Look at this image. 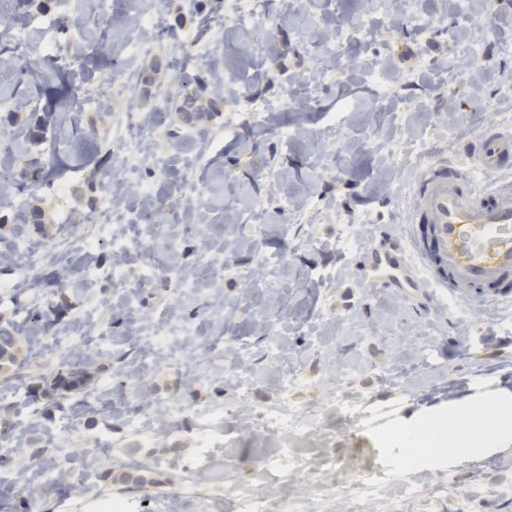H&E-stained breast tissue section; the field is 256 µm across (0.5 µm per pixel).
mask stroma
<instances>
[{"label":"stroma","mask_w":512,"mask_h":512,"mask_svg":"<svg viewBox=\"0 0 512 512\" xmlns=\"http://www.w3.org/2000/svg\"><path fill=\"white\" fill-rule=\"evenodd\" d=\"M467 5L464 26L455 0H162L154 28L139 24L141 0H0V27L27 43L23 58L16 44L0 50V132L19 145L0 182V254L8 257L0 283L17 281L16 240L38 250L33 279L0 297V328L18 330L0 388L19 393L0 399V431L15 441L0 451V512H94L87 486L128 500L132 512H221L182 488L220 484L230 497L255 476L280 437L243 430L233 405L275 407L288 372L303 379L299 412L319 406L345 373L371 417L352 424L327 413L320 434L298 444L306 458H341L342 477L311 473L303 484L265 482L263 491L318 487L339 503L346 486L382 470L437 497V512H512V435L490 453L424 454L410 469L402 450L384 443L466 406L512 407V304L472 302L456 314L430 292L363 285L358 270L384 239L411 260L412 239L424 235L411 221L424 171L459 168L481 132L512 128V0ZM133 38L145 50L127 58L133 91L117 100L112 61ZM189 39L207 58L182 83L177 57ZM55 70L66 92L48 120L36 75ZM130 112L143 113L145 125L128 152L113 132ZM117 172L154 186L152 207L122 195L119 211L143 224L173 217L142 241L126 231L129 269L144 251L180 270L211 252L224 257L222 279L192 294L149 280L133 310L105 276L85 283L86 261L112 267L111 245L89 258L82 246ZM196 223L201 233L185 234ZM345 224L359 236L351 249L339 243ZM91 307L109 341L84 350L85 383L71 390L61 381L77 369L55 340L93 335L77 320ZM267 315L283 323L275 350ZM170 322L194 324L203 343L223 339L225 359L251 382L249 397H240L237 375L217 370L194 383L182 364L144 360L136 332ZM173 400L228 407L224 429L236 440L211 449L200 472L187 467L191 421L155 443L126 430L129 405ZM65 412L68 435L58 431ZM93 436L110 446L79 469L73 461ZM61 448L67 480L13 488ZM156 457L168 468L152 467Z\"/></svg>","instance_id":"obj_1"}]
</instances>
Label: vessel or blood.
<instances>
[{
  "label": "vessel or blood",
  "instance_id": "vessel-or-blood-1",
  "mask_svg": "<svg viewBox=\"0 0 512 512\" xmlns=\"http://www.w3.org/2000/svg\"><path fill=\"white\" fill-rule=\"evenodd\" d=\"M488 175L512 157V129L491 128L467 150ZM413 220L429 227V243H414V255L432 284L461 301L512 303V182L477 192L466 171L428 168L414 199ZM363 280L420 288L393 249L364 254Z\"/></svg>",
  "mask_w": 512,
  "mask_h": 512
}]
</instances>
